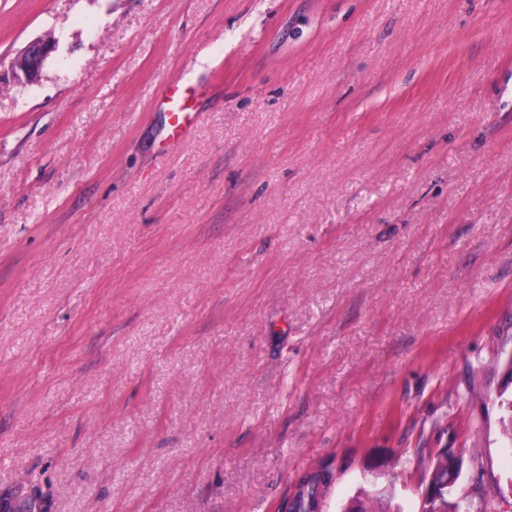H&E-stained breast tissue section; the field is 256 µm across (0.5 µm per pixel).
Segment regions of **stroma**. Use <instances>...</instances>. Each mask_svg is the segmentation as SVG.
<instances>
[{"mask_svg": "<svg viewBox=\"0 0 512 512\" xmlns=\"http://www.w3.org/2000/svg\"><path fill=\"white\" fill-rule=\"evenodd\" d=\"M43 36L0 80V494L285 512L329 467L319 512H420L451 442L512 490V0H0L1 70ZM55 50L56 41L47 38L29 41L10 62L13 83L20 87L37 84L46 61ZM162 100L171 111L172 135L181 134L191 125L194 116L193 112H187L183 88L178 85L167 88L162 94ZM508 361L500 359L497 364L503 375V387L498 392L496 398L502 412L500 417L501 436L506 448H512V352L507 357ZM511 387L510 393H508Z\"/></svg>", "mask_w": 512, "mask_h": 512, "instance_id": "1", "label": "stroma"}]
</instances>
